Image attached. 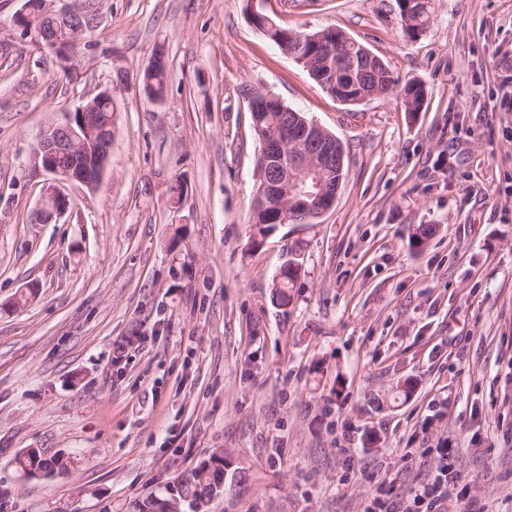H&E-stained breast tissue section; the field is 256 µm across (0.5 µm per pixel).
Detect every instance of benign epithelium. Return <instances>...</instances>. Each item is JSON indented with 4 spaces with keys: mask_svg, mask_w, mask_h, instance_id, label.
Instances as JSON below:
<instances>
[{
    "mask_svg": "<svg viewBox=\"0 0 512 512\" xmlns=\"http://www.w3.org/2000/svg\"><path fill=\"white\" fill-rule=\"evenodd\" d=\"M54 2L25 0L15 23L23 34L68 60L91 19L57 11ZM103 102L112 103L111 91L104 90L74 109H63L64 119L41 133L34 158L45 172L90 189L98 185L109 162L112 137V115L102 113ZM261 145L259 198L277 203L288 218L301 209H309L320 218L333 208L341 181L327 182L318 172L344 169L338 139L316 123L296 116L288 121V131L282 136L264 135ZM68 207V198L51 184L35 206L36 221L57 220Z\"/></svg>",
    "mask_w": 512,
    "mask_h": 512,
    "instance_id": "benign-epithelium-1",
    "label": "benign epithelium"
}]
</instances>
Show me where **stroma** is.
Listing matches in <instances>:
<instances>
[{"instance_id":"obj_1","label":"stroma","mask_w":512,"mask_h":512,"mask_svg":"<svg viewBox=\"0 0 512 512\" xmlns=\"http://www.w3.org/2000/svg\"><path fill=\"white\" fill-rule=\"evenodd\" d=\"M246 5L56 0L93 20L66 62L22 36L23 0H0V512H127L216 452L208 512H365L380 483L402 500L429 482L444 439L448 512H512V0H430L413 38L396 0H263L275 24L341 29L421 83L413 114L395 92L336 102ZM106 89L100 183L55 180L40 133ZM260 92L344 147L317 222H253ZM52 183L69 208L32 223ZM25 448L70 468L24 475Z\"/></svg>"}]
</instances>
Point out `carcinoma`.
Here are the masks:
<instances>
[{
    "label": "carcinoma",
    "instance_id": "carcinoma-1",
    "mask_svg": "<svg viewBox=\"0 0 512 512\" xmlns=\"http://www.w3.org/2000/svg\"><path fill=\"white\" fill-rule=\"evenodd\" d=\"M409 0H397L399 16L402 26L408 35L420 33L430 22V0H416V6L420 12L405 15ZM252 25L266 31L270 39H278L288 49L296 50L292 57L300 56L311 62L308 69L309 75L315 79H331L345 81L349 87V93L342 96L348 105L360 103L358 96L371 93L380 96L395 90L397 81L389 67L368 69L361 65L364 58L365 46L348 36L337 28H326L315 32L304 33V39L294 40L290 37V30L275 25L266 14L250 17ZM143 79L152 82L155 96H160L166 88L168 71L162 67L147 69L143 73ZM403 102L405 111L416 112L419 110V99L423 93L420 83H409L403 90ZM283 109L278 105L266 106L260 109V113L252 120V123L262 128L264 133L281 129L280 117ZM254 224L259 231L268 230L270 224H280L279 212L276 210L262 209L256 206L254 210ZM15 467L20 472L28 468H39L44 471L61 472L68 467V458L61 455L46 458L35 454V450L21 452L15 455ZM224 487V462L210 467L202 466L194 470L188 477L180 480L175 488L162 494L150 495L138 499L131 504L132 512H174L170 504H175L180 512H198V509L209 504Z\"/></svg>",
    "mask_w": 512,
    "mask_h": 512
}]
</instances>
